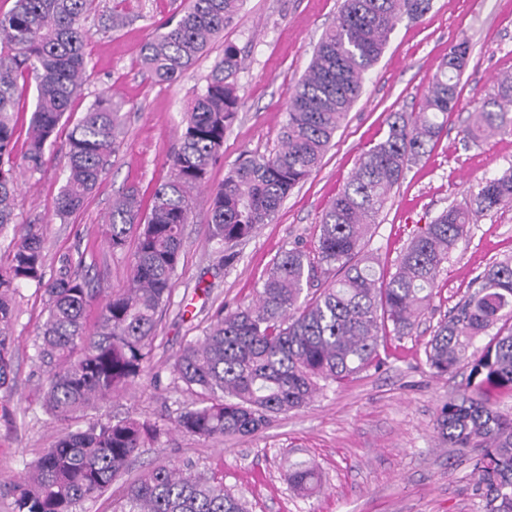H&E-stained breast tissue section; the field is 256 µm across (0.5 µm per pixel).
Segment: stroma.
<instances>
[{"label":"stroma","instance_id":"stroma-1","mask_svg":"<svg viewBox=\"0 0 512 512\" xmlns=\"http://www.w3.org/2000/svg\"><path fill=\"white\" fill-rule=\"evenodd\" d=\"M98 2V12L86 21L94 32L86 47L87 80L71 115L79 117L109 88L123 102L125 126L100 186L69 218L55 211L67 176L66 134L47 149L40 171L20 176L14 221L40 226L47 275L55 274L63 255L81 254L96 285L108 292L126 287L131 253L112 251L104 237L113 199L133 186L142 207L150 208L154 189L170 175L165 160L179 144L188 100L205 87L225 45H235L244 59L237 77L243 105L224 139L223 159L210 169L206 186L193 192V221L185 227L171 302L157 325L150 373L106 407L113 415L163 428L133 463L128 479L156 462L206 467L222 472L225 488L243 495L252 512H481L472 460L455 456L435 430L440 408L457 395L465 375L433 374L424 349L440 313L465 294L472 278L512 254V208L473 217L468 237L443 264L431 307L411 335L380 339L379 367L331 385L307 406L279 415L252 436L203 441L175 431L173 422L189 395L174 385L170 363L186 342L201 335L220 306L255 303L283 250L297 246L314 253L321 216L363 152L386 136L390 113L418 111L433 76L459 41L470 45L458 85L460 105L449 113L442 135L391 190L368 231L369 250L386 273H394L419 226L449 206L465 204L482 178L512 167L511 132L469 145L460 134L472 109L512 75V0H432L422 18L399 22L320 165L293 189L271 223L236 246L230 265L206 233L210 190L243 153L262 155L278 147L288 93L305 74L324 30L336 22L342 0H244L208 55L170 85L145 74L141 47L158 23L188 0H129L128 21L117 30L101 23L112 0ZM16 308L13 381L10 389L0 390V512H14L12 488L27 465L63 429H83L90 422L86 416L65 426L47 422L34 363V341L45 317L35 284H21ZM304 459L323 472L320 491L308 499L294 495L283 479L288 461Z\"/></svg>","mask_w":512,"mask_h":512}]
</instances>
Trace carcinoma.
I'll use <instances>...</instances> for the list:
<instances>
[{"mask_svg":"<svg viewBox=\"0 0 512 512\" xmlns=\"http://www.w3.org/2000/svg\"><path fill=\"white\" fill-rule=\"evenodd\" d=\"M95 0H14L0 14V230L13 223L17 171L41 169L72 101L87 76L85 48L92 38L85 20ZM242 0H189L142 48L141 64L155 82L172 84L204 55L240 10ZM431 0H344L336 23L316 45L305 75L289 92L279 147L241 158L210 198L209 239L236 258L232 248L261 224L273 221L290 191L319 164L336 130L359 98L365 74L384 52L401 19H419ZM125 0H113L107 27L126 23ZM470 47L453 45L432 78L421 111L392 112L386 137L365 151L357 169L321 217L316 256L294 247L280 254L258 291L256 303L219 310L172 363L174 379L194 399L175 428L198 440L249 436L279 414L299 409L333 383L380 364L379 338L387 330L412 333L431 305L438 273L464 239L472 215L512 206V169L484 179L473 201L450 206L424 225L402 250L396 271L376 275V258L365 252L369 225L383 211L391 189L443 130L441 118L458 106L457 87ZM237 48L224 46L205 88L183 113L177 150L166 159L170 177L159 184L150 212L140 213L137 190L112 202L106 243L126 248L136 232L128 286L103 294L78 274L83 256L62 259L45 278L43 236L36 224L15 230L0 261V388L13 373L15 295L23 282L43 290L46 317L35 342L43 409L62 424L112 401L142 378L158 317L170 300L191 223L192 192L224 156V138L241 106ZM33 76L35 106L23 164L16 160L14 119L18 80ZM122 103L100 92L68 132L67 179L57 215L79 212L99 185L117 150ZM512 130V77L497 94L470 112L464 141ZM336 280L303 294L318 271ZM97 306L93 330L86 314ZM481 336L490 337L479 348ZM426 364L437 375L465 365L463 392L436 418L440 437L473 457L475 494L485 512H512V415L494 410L490 389L512 394V255L474 279L441 318L425 346ZM161 433L134 417L98 419L64 433L27 468L14 487L15 512H83V504L112 491L113 512H249L242 498L224 489V477L156 463L117 484L127 467ZM284 479L301 496L316 492L319 467L309 460L288 464Z\"/></svg>","mask_w":512,"mask_h":512,"instance_id":"carcinoma-1","label":"carcinoma"}]
</instances>
